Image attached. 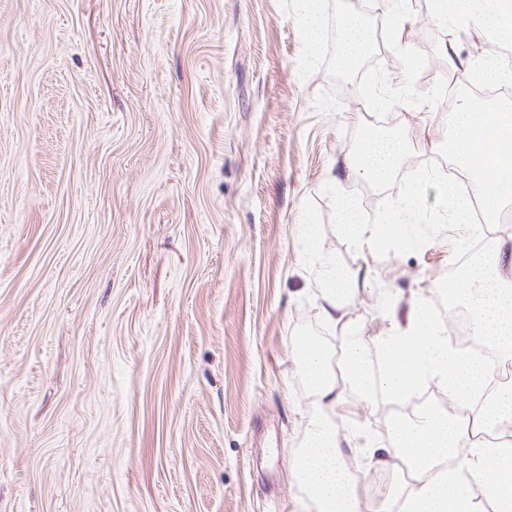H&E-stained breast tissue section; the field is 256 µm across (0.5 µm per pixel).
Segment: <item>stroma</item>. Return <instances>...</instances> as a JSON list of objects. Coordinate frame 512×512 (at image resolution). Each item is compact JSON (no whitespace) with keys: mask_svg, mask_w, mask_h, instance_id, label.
Returning a JSON list of instances; mask_svg holds the SVG:
<instances>
[{"mask_svg":"<svg viewBox=\"0 0 512 512\" xmlns=\"http://www.w3.org/2000/svg\"><path fill=\"white\" fill-rule=\"evenodd\" d=\"M399 44L464 79L478 29L426 37L410 0ZM279 0H0V512H315L297 483L308 389L294 343L331 350L327 264L354 275L345 319L369 349L453 265L352 250L327 182L348 174L367 107L320 70ZM336 88L326 114L315 95ZM447 102L401 106L432 161ZM312 225L318 253L304 250ZM381 403L341 394L338 434L364 479H398Z\"/></svg>","mask_w":512,"mask_h":512,"instance_id":"obj_1","label":"stroma"}]
</instances>
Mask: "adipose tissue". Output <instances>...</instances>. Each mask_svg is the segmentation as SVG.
Listing matches in <instances>:
<instances>
[{
	"instance_id": "obj_1",
	"label": "adipose tissue",
	"mask_w": 512,
	"mask_h": 512,
	"mask_svg": "<svg viewBox=\"0 0 512 512\" xmlns=\"http://www.w3.org/2000/svg\"><path fill=\"white\" fill-rule=\"evenodd\" d=\"M511 267L512 252L494 240L448 285L450 301L468 306L475 336L500 347L508 359L512 358V279L505 271ZM352 286L350 274L328 270L320 285L326 322H341ZM295 351L317 397L315 406L307 410L308 437L295 459V470L319 512H360L334 419L338 391L357 392L370 399L387 394L406 405L434 383L449 405L472 402L473 428L512 426V386L486 396L489 364L458 348L429 303L417 302L407 321L381 339L377 372L368 368L363 340L351 336L342 342L337 369L319 339L299 338ZM470 429L454 414L431 407L395 415L389 446L373 448L370 454L382 459L393 455L407 462L415 482L407 488H389L375 512H478L470 481L474 475L487 480L495 512H512V441L486 447L470 442ZM462 447L467 448V457L462 464L451 465V458Z\"/></svg>"
}]
</instances>
